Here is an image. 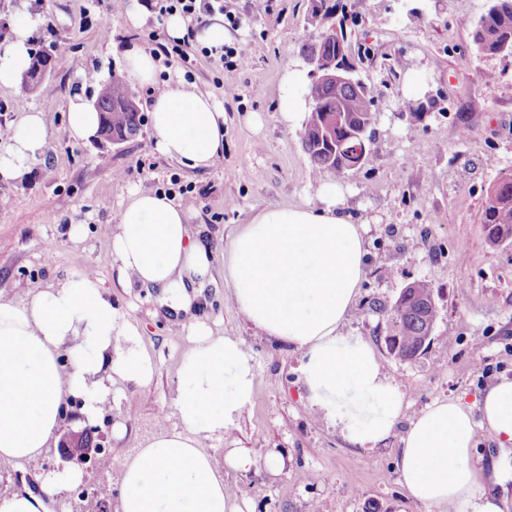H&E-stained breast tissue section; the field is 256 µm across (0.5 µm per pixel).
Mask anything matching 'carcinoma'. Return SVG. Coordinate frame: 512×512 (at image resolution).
<instances>
[{"label":"carcinoma","instance_id":"carcinoma-1","mask_svg":"<svg viewBox=\"0 0 512 512\" xmlns=\"http://www.w3.org/2000/svg\"><path fill=\"white\" fill-rule=\"evenodd\" d=\"M343 8L340 0H335L324 13L313 12L308 25L313 31L322 30L323 20ZM473 42L478 50L487 56L502 54L506 46L512 47V0H491L486 13L477 21ZM127 86L123 76L112 71L109 81L102 84L96 102L107 112L106 119L112 134L130 138L136 135L142 125L137 102L128 99ZM307 98L315 107L307 109L303 122L302 145L310 161L338 176L359 170L370 161H359V157L344 151L333 152V146L341 143L353 144L350 135L358 128L366 126L369 135H374L375 110L371 92L360 85H336L324 81L310 80ZM344 110L346 120L341 125L332 126L329 115L336 110ZM492 197L485 198L482 224L486 238L493 244L512 239V170H502L492 183ZM434 294L433 285L427 280L412 282V288L401 295L397 312L403 328L400 343L404 352H415L418 337L423 335L424 322L420 314L426 311L427 300Z\"/></svg>","mask_w":512,"mask_h":512}]
</instances>
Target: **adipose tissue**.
Here are the masks:
<instances>
[{
    "instance_id": "obj_1",
    "label": "adipose tissue",
    "mask_w": 512,
    "mask_h": 512,
    "mask_svg": "<svg viewBox=\"0 0 512 512\" xmlns=\"http://www.w3.org/2000/svg\"><path fill=\"white\" fill-rule=\"evenodd\" d=\"M35 18L14 21L0 52V87H15L29 65ZM308 76L286 71L284 123L303 117ZM223 106L178 81L150 104L155 147L189 170L213 167L224 151ZM48 151L43 114L24 113L0 151V178L14 180ZM315 206L270 205L242 225L224 255L230 303L260 333L301 354V384L312 414L365 451L386 441L404 414V395L383 373L373 347L344 334L367 275L362 224L345 210L336 181L322 183ZM187 206L166 194L130 190L112 231L118 283L154 295L188 316L192 341L182 353L174 406L178 425L163 430L122 466L115 512H244L224 470L247 472L250 449L217 458L205 440L234 431L255 397L251 357L241 341L191 317L198 288L213 276V251L194 235ZM157 366L140 331L82 272L19 302L0 292V466L38 467L54 442L66 404L82 397L88 419L112 405V386L149 389ZM500 448L488 469L473 459L478 430ZM401 483L414 502L439 512H503L494 486L512 481V378L477 399L433 402L410 421L399 457ZM75 470L47 475L39 491L0 494V512H50Z\"/></svg>"
}]
</instances>
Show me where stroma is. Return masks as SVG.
Listing matches in <instances>:
<instances>
[{
	"mask_svg": "<svg viewBox=\"0 0 512 512\" xmlns=\"http://www.w3.org/2000/svg\"><path fill=\"white\" fill-rule=\"evenodd\" d=\"M138 2L146 12L135 27L125 15L129 0H0V39L8 23L35 16L32 48L68 47L41 88L0 89V150L33 110L43 112L49 142L45 160L26 175L0 180V197L11 201L0 209V291L21 301L32 289L93 271L157 363L149 395L125 383L120 407L95 420L66 405L61 431L90 430L102 448L79 464L83 479L62 501L70 512H114L104 488L117 483L125 457L178 424L175 373L187 332L145 290L116 284L110 233L130 189L175 198L189 186L191 222L214 252L201 310L214 332L243 343L255 375V400L237 429L208 442L220 458L233 448L254 454L250 471L225 468V482L251 512H437L410 500L400 483L411 417L437 399L474 405L497 379L512 377V243L491 245L481 224L489 184L512 170V58L483 55L472 41L489 0H345L356 21L351 54L372 87L377 121L370 163L339 180L348 212L366 224L368 266L344 330L372 345L406 404L385 445L368 452L309 413L300 353L262 336L227 302L224 286V249L236 231L267 205L315 204L317 186L330 177L310 163L302 127L286 126L279 113L281 78L303 66L313 41L307 20L321 0H239L231 45L244 62L232 71L198 44L186 60L169 61L167 14L157 0ZM132 48L159 58V81L184 79L223 105L222 166L192 172L165 159L146 123L118 146L70 137V102L95 100L100 81ZM89 72L97 81L86 80ZM418 107L425 118L411 117ZM420 279L432 283L439 314L425 350L403 362L384 344L388 316L401 290ZM273 452L284 459L277 472L265 466ZM60 465L51 447L40 469L2 467L0 492L38 490Z\"/></svg>",
	"mask_w": 512,
	"mask_h": 512,
	"instance_id": "stroma-1",
	"label": "stroma"
}]
</instances>
